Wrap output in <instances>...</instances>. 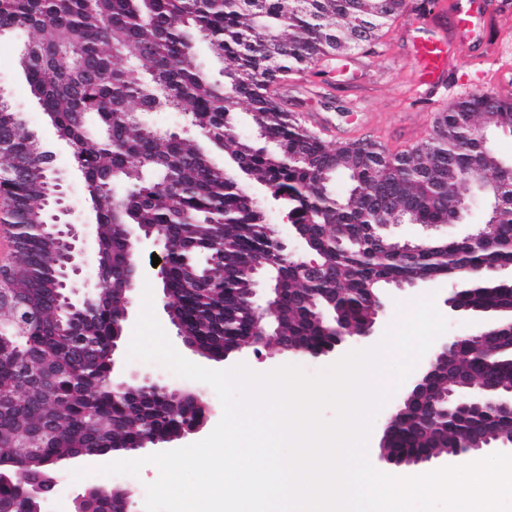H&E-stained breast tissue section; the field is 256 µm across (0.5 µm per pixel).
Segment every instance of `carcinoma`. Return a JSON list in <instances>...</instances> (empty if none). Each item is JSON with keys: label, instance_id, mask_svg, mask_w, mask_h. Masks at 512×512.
Listing matches in <instances>:
<instances>
[{"label": "carcinoma", "instance_id": "cac0c4a2", "mask_svg": "<svg viewBox=\"0 0 512 512\" xmlns=\"http://www.w3.org/2000/svg\"><path fill=\"white\" fill-rule=\"evenodd\" d=\"M405 0H0V37L22 31L19 64L30 93L58 136L73 148L86 199L96 214V257L104 288L75 334L54 322L63 290L56 239L26 235L3 282L16 307H0V333L13 351L0 358V390L15 396V412L0 415V512H37L40 498L25 496L10 464L51 474L54 459L86 457L89 448H136L155 434L175 435L204 412L194 399L164 394L114 395L112 340L128 310L122 279L130 259L132 224L156 227L166 242L167 288L176 320L199 355L238 353L252 338L256 317L247 295L256 265L278 292L266 316L296 349H333L319 314L360 329L374 304L369 289L410 280L456 278L472 269L478 280L462 293L466 303L491 313L512 303V217L491 237L435 240L418 254L374 242L375 224L408 221L445 224L471 185L453 173L473 169L498 175L501 158L468 137L482 124L512 129V97L476 90L439 113L446 135L392 153L354 142L329 147L272 97V87L323 61L381 42L404 15ZM208 43L225 61L214 77L195 57ZM248 106L262 139L257 146L236 130L233 111ZM181 114L184 129L161 131L144 112ZM104 129L93 134L86 118ZM224 150L247 176L238 181L214 165L198 145ZM0 183L12 199L13 224H53L60 190L46 151L22 114L0 94ZM348 174L338 196L331 178ZM255 181L288 211L318 268L282 259L248 182ZM494 201L512 212V177L499 175ZM52 377L39 388L20 364ZM493 381L512 388V332L460 337L441 354L421 397L403 406L390 453L406 457L459 454L463 436L491 444L512 440V415L494 410L453 424L431 407L443 392L479 393ZM99 512H131L125 490L97 501Z\"/></svg>", "mask_w": 512, "mask_h": 512}]
</instances>
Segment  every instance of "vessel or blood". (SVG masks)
<instances>
[{"label":"vessel or blood","instance_id":"1","mask_svg":"<svg viewBox=\"0 0 512 512\" xmlns=\"http://www.w3.org/2000/svg\"><path fill=\"white\" fill-rule=\"evenodd\" d=\"M511 17L512 0H497L490 9L485 0H436L424 19L436 37L415 44L414 77L420 84L434 85L451 73L457 59L473 65L484 61L494 26Z\"/></svg>","mask_w":512,"mask_h":512}]
</instances>
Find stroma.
Returning a JSON list of instances; mask_svg holds the SVG:
<instances>
[{
  "label": "stroma",
  "instance_id": "obj_1",
  "mask_svg": "<svg viewBox=\"0 0 512 512\" xmlns=\"http://www.w3.org/2000/svg\"><path fill=\"white\" fill-rule=\"evenodd\" d=\"M423 15L409 11L402 24L394 26L385 46L373 52L356 51L344 58L342 65L328 63L322 72L307 71L290 76L279 88L280 96L288 100V109L299 118L317 112L324 116L330 126L324 138L328 145L340 142L371 139L392 151H398L420 143L433 133L437 112L448 107L453 101L472 93L478 83L476 66L459 64L450 84L424 92L411 80V34L421 25ZM24 37L16 33L0 41V90L7 93L15 107L23 112L28 128L40 139L50 154L54 174L66 196V202L73 213H81L85 194L84 183L74 164L72 150L61 140L55 129L46 120L41 108L31 97L25 76L18 65V55ZM467 212L461 223L425 226L401 222L390 225L387 232L400 241H418L430 237L462 238L485 223L491 210L490 198L468 193L465 197ZM454 283L439 279L415 285L388 286L383 291L385 309L379 315L373 337H347L333 354L320 358L282 354L273 346H251L235 356L217 362L194 353L178 337L175 327L163 310V294L158 286L151 257H143L139 280L131 294L130 319L115 353L116 367L123 372L136 371L162 378L170 385L199 394L207 404L211 415L205 426L195 434L173 441V448H182L207 437L222 417V405L215 390L207 383L182 378L172 374L163 366L131 360L127 350L131 341L135 321L142 308L144 289H151L155 314L175 349L189 361L214 369H227L236 364H247L257 372H267L277 367L294 364L306 373L315 374L333 364L349 351L372 346L381 340L386 329L396 316V304L425 293L435 295V304L440 313L446 314L447 335L466 334L475 331L487 321V314L473 312L453 316L444 303ZM390 407H383L377 416L372 438L368 446V458L377 470L398 477H413L447 468L454 459L440 454L430 462L397 468L379 458V448L384 435ZM106 457H91L79 461H65L59 466L57 492L46 499L42 512H73L71 494L73 491L93 486H117V476L100 474L99 466L106 464ZM88 471L86 477L74 480L72 472L77 468Z\"/></svg>",
  "mask_w": 512,
  "mask_h": 512
}]
</instances>
